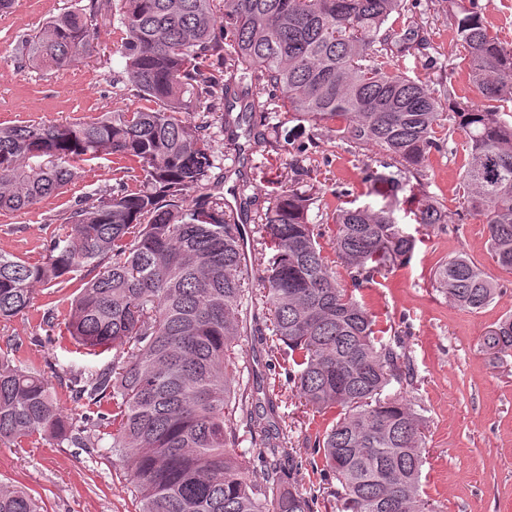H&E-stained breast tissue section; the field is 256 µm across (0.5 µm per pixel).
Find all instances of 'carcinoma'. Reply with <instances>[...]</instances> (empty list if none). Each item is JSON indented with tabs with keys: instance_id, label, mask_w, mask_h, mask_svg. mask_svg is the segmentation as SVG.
Returning a JSON list of instances; mask_svg holds the SVG:
<instances>
[{
	"instance_id": "obj_1",
	"label": "carcinoma",
	"mask_w": 512,
	"mask_h": 512,
	"mask_svg": "<svg viewBox=\"0 0 512 512\" xmlns=\"http://www.w3.org/2000/svg\"><path fill=\"white\" fill-rule=\"evenodd\" d=\"M116 9L125 37L129 82L151 106L105 112L89 121L0 126V211L30 208L57 195L73 163L107 154L126 162L140 185L70 213V231L32 265L0 253V320L24 314L33 286H54L83 270L65 329L89 352L115 350L112 366L74 381L84 402L62 413L41 370L0 353V444L51 441L93 448L111 440L133 477L139 512H315L302 493L288 424L271 397L250 385L252 366L239 356L244 337L271 331L288 347V376L305 405L325 416L309 461L336 512H435L421 495L426 463L423 419L404 400L384 395L413 379L400 343L379 337L374 315L354 291L411 259L416 239L399 224L401 204L418 224L445 223L425 190L429 155L460 132L468 158L461 178L467 212L486 225L494 262L512 270V124L499 107L456 103L447 79L434 86L397 68L432 47L407 0H88L23 38L17 69L65 70L94 51L93 22ZM462 48L460 64L488 101L512 103V48L489 32L474 0H448ZM220 100V132L250 152L281 147L280 110L351 146L376 147L384 202L331 208L304 165L309 140L291 153L288 190L265 211L236 193L217 191L214 133L190 113ZM48 140L37 156L31 146ZM194 195L192 205L186 197ZM254 224L252 245L244 225ZM334 237L343 273L321 239ZM112 258L106 265L104 260ZM263 291L247 287L249 273ZM434 286L458 307L479 312L498 284L467 255L443 261ZM267 311L268 323L257 324ZM483 347L512 355V315L488 330ZM259 436L263 480L236 453ZM97 434L84 435V423ZM0 512H40L19 486L0 485Z\"/></svg>"
}]
</instances>
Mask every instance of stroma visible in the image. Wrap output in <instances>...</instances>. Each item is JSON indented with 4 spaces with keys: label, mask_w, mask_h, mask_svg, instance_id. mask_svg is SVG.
<instances>
[{
    "label": "stroma",
    "mask_w": 512,
    "mask_h": 512,
    "mask_svg": "<svg viewBox=\"0 0 512 512\" xmlns=\"http://www.w3.org/2000/svg\"><path fill=\"white\" fill-rule=\"evenodd\" d=\"M87 0H14L0 13V124L87 121L105 112L133 110L143 101L125 74L120 53L124 33L110 16L96 22V48L68 70L17 71L14 57L23 37L35 34L53 17L79 8ZM417 18L427 27L432 47L427 55L407 57L401 64L410 76L429 83L449 76L454 101L481 104L482 98L465 70L458 68L456 29L438 0H417ZM321 150L311 158L322 189H353L357 203L377 202V189L363 180L364 165L374 164L375 148L350 149L331 134L320 137ZM451 154L431 153L426 189L445 214L444 229L433 230L405 217V229L417 239L409 263L377 277L355 296L374 314L384 340H400L414 377L408 385H391L387 393L402 397L427 422L422 494L439 512H512V357L493 363L482 347L488 327L512 314V271L492 259L485 226L468 216L459 190L467 158L463 135H454ZM225 166L246 160L247 189L258 209H266L276 192L287 189L290 156L285 151L240 154L216 140ZM63 194L31 209L0 212V252L35 264L42 262L50 241L68 231L75 202L111 193L119 173L111 156L81 161ZM467 254L501 288L481 312L461 309L433 286V270L457 254ZM81 282L72 279L52 287L38 285L29 311L0 321V350L15 346L21 364L44 372L52 382L64 414L80 412L70 386L74 377L105 368L111 353L93 356L79 350L64 322ZM254 380L273 395L299 464L297 479L304 492L318 493L322 484L312 471V439L324 419L304 407L288 380V349L270 348L248 337L239 346ZM132 479L120 464L116 448L0 444V484L22 485L40 498L45 512H138Z\"/></svg>",
    "instance_id": "obj_1"
}]
</instances>
